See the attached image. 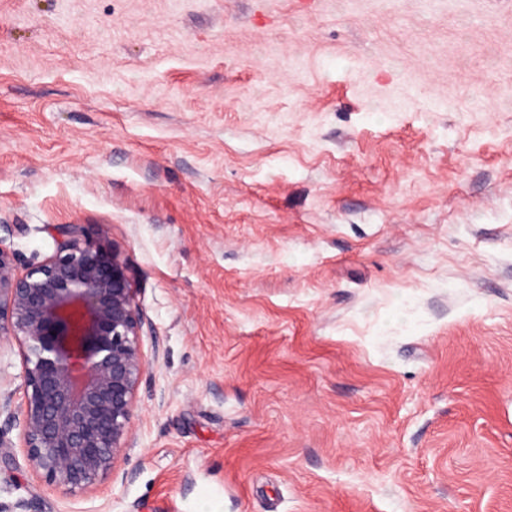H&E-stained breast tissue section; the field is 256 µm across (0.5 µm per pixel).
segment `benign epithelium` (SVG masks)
<instances>
[{
	"label": "benign epithelium",
	"mask_w": 512,
	"mask_h": 512,
	"mask_svg": "<svg viewBox=\"0 0 512 512\" xmlns=\"http://www.w3.org/2000/svg\"><path fill=\"white\" fill-rule=\"evenodd\" d=\"M52 239V253L23 271L0 247V335L19 346L26 467L72 493L111 477L129 448L146 318L116 251L78 224L54 227ZM12 396L0 398V447L16 422Z\"/></svg>",
	"instance_id": "7a95c632"
}]
</instances>
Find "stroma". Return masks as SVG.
<instances>
[{"label":"stroma","instance_id":"obj_1","mask_svg":"<svg viewBox=\"0 0 512 512\" xmlns=\"http://www.w3.org/2000/svg\"><path fill=\"white\" fill-rule=\"evenodd\" d=\"M78 224L159 351L126 480L0 512H512V0H0V247Z\"/></svg>","mask_w":512,"mask_h":512}]
</instances>
